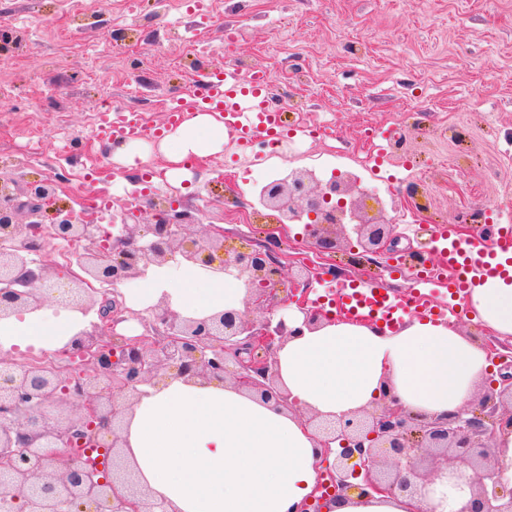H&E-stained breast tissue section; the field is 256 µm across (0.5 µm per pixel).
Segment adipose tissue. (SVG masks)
Here are the masks:
<instances>
[{"instance_id": "ef3b65f1", "label": "adipose tissue", "mask_w": 512, "mask_h": 512, "mask_svg": "<svg viewBox=\"0 0 512 512\" xmlns=\"http://www.w3.org/2000/svg\"><path fill=\"white\" fill-rule=\"evenodd\" d=\"M224 125L207 112L187 118L159 142L174 187L192 174L186 162L224 150ZM168 298L172 310L202 318L239 309L242 282L191 262L148 268L126 305L142 310ZM474 323L512 337V266L476 280L468 290ZM88 325L79 310L45 309L0 318V351L54 353L68 349ZM281 387L289 408L262 402L233 384L169 375L139 387L125 415L122 454L140 487L166 512H288L312 492L320 447L304 419L331 418L380 402L384 382L414 412H459L488 378L485 350L449 323L415 318L398 330L349 323L330 314L279 344ZM470 493L436 477L425 496L359 497L351 490L324 501L322 512H462Z\"/></svg>"}]
</instances>
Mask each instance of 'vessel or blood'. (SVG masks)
I'll return each instance as SVG.
<instances>
[{"label":"vessel or blood","mask_w":512,"mask_h":512,"mask_svg":"<svg viewBox=\"0 0 512 512\" xmlns=\"http://www.w3.org/2000/svg\"><path fill=\"white\" fill-rule=\"evenodd\" d=\"M199 83L201 93L168 109L167 126H178L194 112L216 113L238 148L246 151L260 139L276 137L287 124L284 112L270 92L269 77L264 71L254 70L245 75L232 66L213 67L201 74ZM142 132L140 113L126 109L104 113L94 130L96 138L103 142L136 138ZM435 243L440 268L453 272L448 280V291L460 294L470 288L472 275L503 273L504 267L498 259L512 256V225H493L491 234L465 245L452 242L450 228L442 226L436 231ZM330 305L342 317L371 320L387 329L395 328L403 316L412 311L438 318L447 314L444 307L421 292L397 298L378 282L342 290Z\"/></svg>","instance_id":"vessel-or-blood-1"}]
</instances>
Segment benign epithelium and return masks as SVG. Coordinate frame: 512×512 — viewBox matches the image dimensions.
Returning a JSON list of instances; mask_svg holds the SVG:
<instances>
[{
	"mask_svg": "<svg viewBox=\"0 0 512 512\" xmlns=\"http://www.w3.org/2000/svg\"><path fill=\"white\" fill-rule=\"evenodd\" d=\"M365 193L346 177L322 183L306 170H295L264 188L262 203L278 213L281 224L307 217V236L317 252L332 253L337 236L357 235L367 261L387 259L396 247V225L383 209L371 216ZM193 217L161 210L153 224H123L113 238L101 225L70 216L45 227L23 224L0 183V318L37 310L45 299H80L79 309H98L108 329L127 320L115 288L142 277L151 266L181 256L243 281L247 304L262 317L238 310L206 318L183 317L167 299L135 314L144 331L135 337L83 331L73 341L74 355L86 371L65 374L41 363L0 357V503L7 512H165L145 490L132 484L118 448L123 423L119 397L133 402L138 386L166 375L230 381L261 400L288 406L278 387L275 342L302 332L278 316L284 306V266L279 250L260 244L242 250L224 246L221 230L201 239L188 237ZM82 243L78 266L85 276L54 282V275L30 259L46 234ZM310 281L289 299L313 328L321 312L308 307ZM329 463L330 481H320L314 501L354 488L360 495H415L432 481L442 461L453 458L448 483L469 487L468 512H512V491L496 479V443L512 431V373L484 384L474 406L446 417L413 414L386 392L382 402L335 419L306 417ZM338 448H332V444ZM509 497V502L502 499Z\"/></svg>",
	"mask_w": 512,
	"mask_h": 512,
	"instance_id": "obj_1",
	"label": "benign epithelium"
}]
</instances>
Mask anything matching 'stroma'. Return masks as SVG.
<instances>
[{"instance_id":"35a3bbf8","label":"stroma","mask_w":512,"mask_h":512,"mask_svg":"<svg viewBox=\"0 0 512 512\" xmlns=\"http://www.w3.org/2000/svg\"><path fill=\"white\" fill-rule=\"evenodd\" d=\"M76 0H0V180L19 208L20 222L53 224L81 210L84 191L109 204L116 222L147 224L150 207L129 214L131 193L191 210L196 224L224 229L231 247L243 237L263 239L269 211L241 224L231 210L250 200V185L267 182L266 162L248 159L232 141L223 154L192 161V190L151 185L166 164L152 153L130 171L112 159L94 135L99 112L112 103L141 112L153 128L171 103L196 92L200 70L243 59L271 77L289 123L311 119L333 136L306 138L294 155L275 158L291 172L326 166L348 173V153L363 156L368 132H391L407 117V140L384 168L389 178L368 181L373 198L401 197L407 176L426 167L432 207L401 230L398 255L436 253L426 234L432 224L454 225L465 208L488 209L512 186V0H214L213 19L195 35L179 0H140L130 21L124 0H86L89 19L67 30ZM362 44L350 52L349 42ZM466 127L464 141L448 138L449 124ZM344 158L330 156V149ZM466 157L456 166V157ZM99 173L88 184L79 176ZM54 182L52 201L36 203L31 183ZM362 248L356 235L340 239L327 262L336 280L313 282L330 295L377 276L353 266Z\"/></svg>"}]
</instances>
